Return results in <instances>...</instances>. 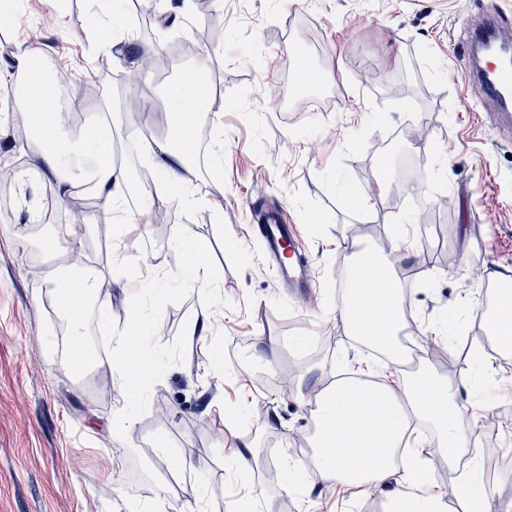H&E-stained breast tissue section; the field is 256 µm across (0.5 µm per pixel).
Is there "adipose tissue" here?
<instances>
[{
	"label": "adipose tissue",
	"instance_id": "1",
	"mask_svg": "<svg viewBox=\"0 0 512 512\" xmlns=\"http://www.w3.org/2000/svg\"><path fill=\"white\" fill-rule=\"evenodd\" d=\"M60 97L59 91L33 76L16 100L33 139L44 147L43 166L54 179L56 198L62 201L71 196L74 182L70 162L82 158L88 165L85 184L103 200L104 215L116 213L123 223H130L126 177L115 160L111 129L98 122L80 135H72L58 105ZM205 100L202 81L197 74H190L173 97L169 134L156 141L149 156L168 179L185 186L190 184L192 172L183 142L194 132L198 108ZM373 264L380 272L378 285L363 294L353 293L350 299L340 302L337 312L353 335L381 343L392 364L400 365L404 359L399 335L407 313L413 309L412 289L392 279L391 254L374 252ZM47 285L58 291V311L68 324L72 343L85 342L93 328L111 334L112 350L121 356L120 387L126 395H137L143 384L138 366L140 351L132 347L127 331L113 332L111 321L99 318V311L106 309L108 303L101 297L98 272L89 269L64 283L59 271L53 270L48 274ZM456 393L448 379L425 366L393 386L337 383L316 398L311 453L300 466L314 469L323 481L359 495L382 491L397 474L403 483L425 485L429 491L414 503L390 494L389 512H448L445 495L432 490L434 470L424 466L420 452H411L402 460L398 451L409 447L416 424L425 421L434 429L433 445L440 451L443 463L455 465L464 449L471 446L478 423L476 414L457 404Z\"/></svg>",
	"mask_w": 512,
	"mask_h": 512
}]
</instances>
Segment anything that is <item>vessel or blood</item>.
Wrapping results in <instances>:
<instances>
[{
  "label": "vessel or blood",
  "instance_id": "obj_1",
  "mask_svg": "<svg viewBox=\"0 0 512 512\" xmlns=\"http://www.w3.org/2000/svg\"><path fill=\"white\" fill-rule=\"evenodd\" d=\"M512 27L508 26L498 8H490L473 25L468 34L464 80L478 97L495 102L504 125H512ZM250 210L258 209L250 202ZM260 217L252 231L264 247L271 263L280 273L290 295L306 296L314 287L309 266L300 252V239L294 225L283 223L278 211H259Z\"/></svg>",
  "mask_w": 512,
  "mask_h": 512
}]
</instances>
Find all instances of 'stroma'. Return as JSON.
Wrapping results in <instances>:
<instances>
[{
    "label": "stroma",
    "mask_w": 512,
    "mask_h": 512,
    "mask_svg": "<svg viewBox=\"0 0 512 512\" xmlns=\"http://www.w3.org/2000/svg\"><path fill=\"white\" fill-rule=\"evenodd\" d=\"M139 6L151 9V26L134 24ZM487 6L210 0L204 13L200 0H25L0 30V166L27 176L0 190V512H386L389 492L418 495L394 477L385 492L353 497L314 472L288 471L310 453L317 392L346 372L397 377L393 365L367 367L336 312V276L350 244L383 250L404 233L394 277L416 290L400 339L428 354L452 303L450 335L479 336L483 361L465 364L458 402L481 417L474 451L495 503H512V364L484 340L475 310L512 283V128L461 74L464 28ZM26 30L39 35L64 112L82 114L72 131L98 105L113 131L147 145L166 137L170 86L193 61L169 56L146 72L136 91L152 109L140 114L128 112L135 90L120 75L141 50L199 39L210 66L198 122L207 154L189 161L194 204L171 184L169 203L122 227L86 204L87 189L55 200L37 146L13 134ZM298 45L326 94L280 112L284 61ZM79 85L90 94L75 108L67 95ZM256 199L300 229L316 284L306 301L282 290L251 235ZM179 227L198 246L207 289L185 274ZM46 237L58 257L42 252ZM58 262L101 273L117 327L131 308L143 313L141 397L120 395L100 338L89 340L88 371H64L73 348L46 286ZM124 417L131 427L118 440L112 423ZM246 442L253 451L243 456ZM172 458L192 466L171 467Z\"/></svg>",
    "instance_id": "1"
}]
</instances>
